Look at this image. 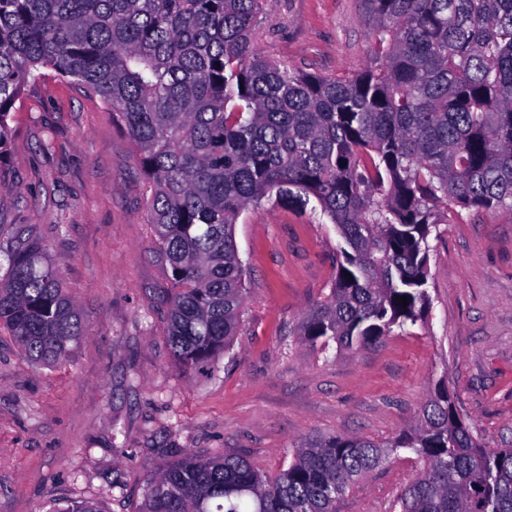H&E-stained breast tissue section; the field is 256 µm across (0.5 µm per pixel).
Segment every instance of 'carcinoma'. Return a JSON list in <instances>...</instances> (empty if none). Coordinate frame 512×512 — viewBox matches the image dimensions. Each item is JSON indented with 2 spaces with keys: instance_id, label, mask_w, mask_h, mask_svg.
Masks as SVG:
<instances>
[{
  "instance_id": "1",
  "label": "carcinoma",
  "mask_w": 512,
  "mask_h": 512,
  "mask_svg": "<svg viewBox=\"0 0 512 512\" xmlns=\"http://www.w3.org/2000/svg\"><path fill=\"white\" fill-rule=\"evenodd\" d=\"M361 2L369 64L328 78L262 55L264 0H0V151L45 69L112 112L147 179L172 282L165 342L186 373L214 371L238 334L235 226L266 198L315 200L345 244L297 328L323 350L421 320L436 226L512 211V0ZM1 267L0 326L31 362H67L86 320L44 246L21 229ZM401 448L423 470L397 512H512V448L482 447L445 389L412 430L306 439L273 479L238 453L186 454L147 479L135 512H335Z\"/></svg>"
}]
</instances>
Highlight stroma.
Masks as SVG:
<instances>
[{
    "label": "stroma",
    "instance_id": "35a3bbf8",
    "mask_svg": "<svg viewBox=\"0 0 512 512\" xmlns=\"http://www.w3.org/2000/svg\"><path fill=\"white\" fill-rule=\"evenodd\" d=\"M256 41L270 60L332 78L364 70L371 52L360 0H267ZM9 125L0 240L26 227L88 327L55 368L30 363L0 328V512H51L67 500L134 512L146 479L188 453L228 448L272 477L302 439L411 430L438 388L482 446L512 448V212L466 211L438 225L424 318L339 352L297 336L336 274L333 224L314 202L250 207L235 229L241 331L217 372L197 378L165 344L159 291L170 281L145 220L147 181L111 111L49 71ZM421 470L399 451L336 512H393Z\"/></svg>",
    "mask_w": 512,
    "mask_h": 512
}]
</instances>
